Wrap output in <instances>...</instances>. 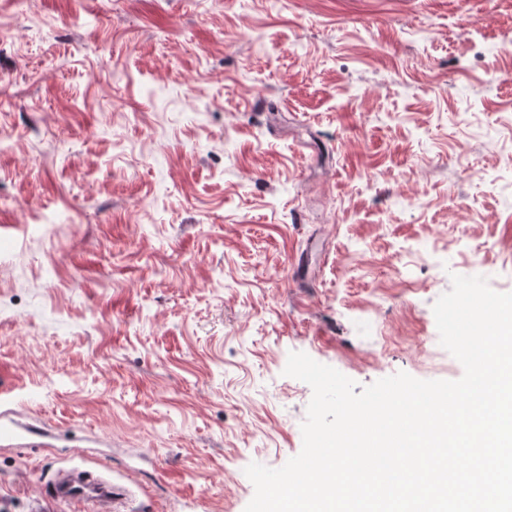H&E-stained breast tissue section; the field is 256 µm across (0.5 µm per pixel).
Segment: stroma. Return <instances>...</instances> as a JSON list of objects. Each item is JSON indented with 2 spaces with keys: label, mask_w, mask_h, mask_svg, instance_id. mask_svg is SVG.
Returning <instances> with one entry per match:
<instances>
[{
  "label": "stroma",
  "mask_w": 512,
  "mask_h": 512,
  "mask_svg": "<svg viewBox=\"0 0 512 512\" xmlns=\"http://www.w3.org/2000/svg\"><path fill=\"white\" fill-rule=\"evenodd\" d=\"M512 0H0V512L83 465L245 512L300 351L455 381L452 275L512 292ZM43 435L36 430L27 429L24 432H19L11 420L5 421V412L1 410L0 413V445L1 447H12L21 445V441L26 440V447L29 448H42L45 447V442L41 441Z\"/></svg>",
  "instance_id": "1"
}]
</instances>
